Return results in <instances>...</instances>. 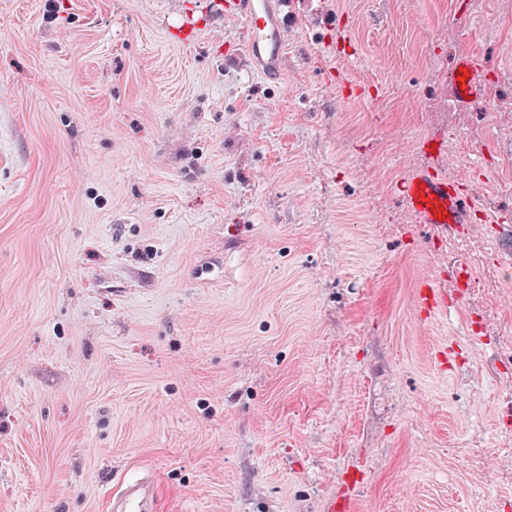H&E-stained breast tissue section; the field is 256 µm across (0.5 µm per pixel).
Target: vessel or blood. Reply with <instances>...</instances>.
Listing matches in <instances>:
<instances>
[{
	"instance_id": "b4317fda",
	"label": "vessel or blood",
	"mask_w": 512,
	"mask_h": 512,
	"mask_svg": "<svg viewBox=\"0 0 512 512\" xmlns=\"http://www.w3.org/2000/svg\"><path fill=\"white\" fill-rule=\"evenodd\" d=\"M284 0H211L210 10L220 16L239 19L244 24L245 49L253 71L277 82L286 71L285 35L282 25ZM451 96L460 105H471L486 94L487 72L483 59L471 51L459 52L450 70ZM406 213L416 223L445 233L449 225L474 223L477 198L465 189L461 178L422 166L404 176L397 186ZM465 285V270L460 263L450 264L446 275L424 277L416 289L420 316L432 318L448 311L449 289ZM153 498L152 486L128 481L120 499L110 502L112 512H144Z\"/></svg>"
}]
</instances>
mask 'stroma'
<instances>
[{
	"label": "stroma",
	"mask_w": 512,
	"mask_h": 512,
	"mask_svg": "<svg viewBox=\"0 0 512 512\" xmlns=\"http://www.w3.org/2000/svg\"><path fill=\"white\" fill-rule=\"evenodd\" d=\"M294 3L272 83L204 0H0V512L142 477L151 512H330L353 475L354 512H512V281L484 334L463 301L422 319L448 254L396 190L466 138L471 236L506 213L512 244V0ZM468 48L488 95L457 109Z\"/></svg>",
	"instance_id": "obj_1"
}]
</instances>
